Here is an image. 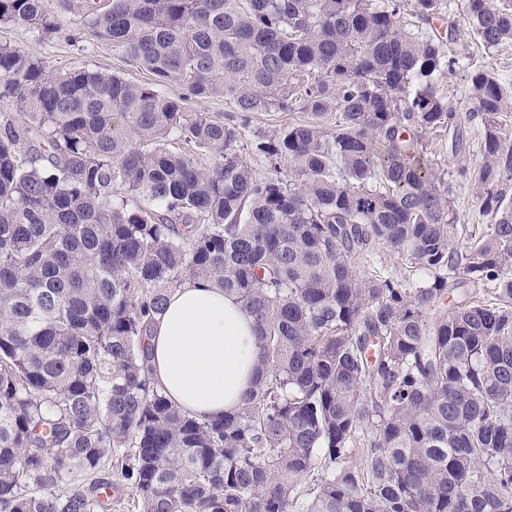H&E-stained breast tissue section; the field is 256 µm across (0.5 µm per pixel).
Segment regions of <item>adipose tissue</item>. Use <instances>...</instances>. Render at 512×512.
Wrapping results in <instances>:
<instances>
[{
  "label": "adipose tissue",
  "mask_w": 512,
  "mask_h": 512,
  "mask_svg": "<svg viewBox=\"0 0 512 512\" xmlns=\"http://www.w3.org/2000/svg\"><path fill=\"white\" fill-rule=\"evenodd\" d=\"M148 345L155 386L200 419L234 411L260 360L253 318L235 297L194 280L171 293Z\"/></svg>",
  "instance_id": "1"
}]
</instances>
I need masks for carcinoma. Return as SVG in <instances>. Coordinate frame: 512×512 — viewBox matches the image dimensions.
I'll return each mask as SVG.
<instances>
[{
    "instance_id": "1",
    "label": "carcinoma",
    "mask_w": 512,
    "mask_h": 512,
    "mask_svg": "<svg viewBox=\"0 0 512 512\" xmlns=\"http://www.w3.org/2000/svg\"><path fill=\"white\" fill-rule=\"evenodd\" d=\"M59 2L152 79L0 44V512H112L127 485L135 512H512V91L447 54L443 0H0V24L57 33ZM465 8L512 46V0ZM459 73L485 233L426 157L429 133L462 149ZM214 96L307 115L250 143L288 180L189 107ZM375 244L433 282L360 274ZM190 279L261 350L210 420L148 370Z\"/></svg>"
}]
</instances>
